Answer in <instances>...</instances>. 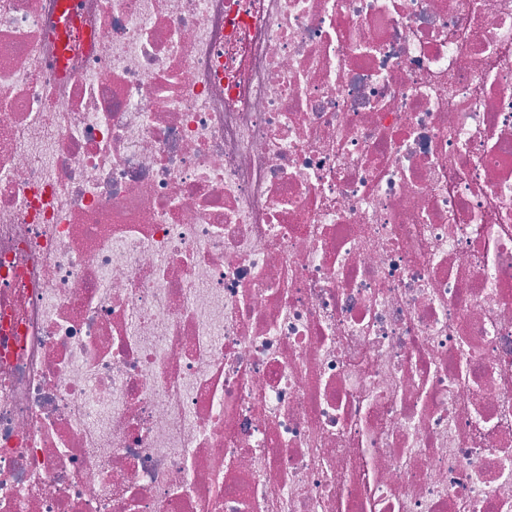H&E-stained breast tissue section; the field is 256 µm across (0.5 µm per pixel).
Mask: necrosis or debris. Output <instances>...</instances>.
<instances>
[{
    "instance_id": "obj_1",
    "label": "necrosis or debris",
    "mask_w": 512,
    "mask_h": 512,
    "mask_svg": "<svg viewBox=\"0 0 512 512\" xmlns=\"http://www.w3.org/2000/svg\"><path fill=\"white\" fill-rule=\"evenodd\" d=\"M0 512H512V0H0Z\"/></svg>"
}]
</instances>
